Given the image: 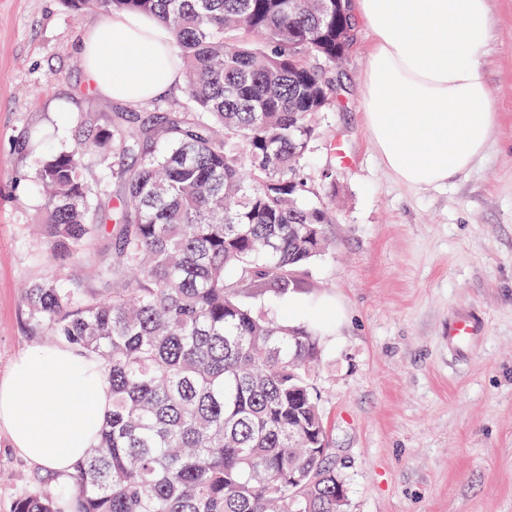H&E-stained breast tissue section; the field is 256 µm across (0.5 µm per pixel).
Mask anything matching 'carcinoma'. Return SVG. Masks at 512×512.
I'll use <instances>...</instances> for the list:
<instances>
[{
	"instance_id": "1",
	"label": "carcinoma",
	"mask_w": 512,
	"mask_h": 512,
	"mask_svg": "<svg viewBox=\"0 0 512 512\" xmlns=\"http://www.w3.org/2000/svg\"><path fill=\"white\" fill-rule=\"evenodd\" d=\"M65 2L154 15L191 111L114 112L37 162V242L56 269L92 263L100 290L52 272L23 305L32 328L94 355L112 413L75 472L23 487L13 512H346L309 377L327 332L261 299L312 295L328 247L333 214L303 171L316 117L336 111L353 14L344 0ZM88 148L139 163L92 184ZM109 225L112 251L98 254Z\"/></svg>"
}]
</instances>
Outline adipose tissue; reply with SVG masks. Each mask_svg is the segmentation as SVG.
I'll return each mask as SVG.
<instances>
[{
	"label": "adipose tissue",
	"instance_id": "1",
	"mask_svg": "<svg viewBox=\"0 0 512 512\" xmlns=\"http://www.w3.org/2000/svg\"><path fill=\"white\" fill-rule=\"evenodd\" d=\"M368 28L366 127L385 167L413 188L447 185L487 150L496 129L484 53L488 0H356ZM88 80L107 97L143 102L181 86L172 38L156 18L112 14L85 34ZM112 409L94 356L35 343L0 379V428L12 448L57 474L73 473Z\"/></svg>",
	"mask_w": 512,
	"mask_h": 512
}]
</instances>
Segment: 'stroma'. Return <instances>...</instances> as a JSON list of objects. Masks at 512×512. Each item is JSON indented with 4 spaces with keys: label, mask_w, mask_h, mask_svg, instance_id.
<instances>
[{
    "label": "stroma",
    "mask_w": 512,
    "mask_h": 512,
    "mask_svg": "<svg viewBox=\"0 0 512 512\" xmlns=\"http://www.w3.org/2000/svg\"><path fill=\"white\" fill-rule=\"evenodd\" d=\"M485 57L497 128L485 155L440 188L414 189L383 165L362 106L370 38L358 28L339 101L306 168L332 173L330 246L311 269L345 318L312 375L336 450L348 512H512V0H489ZM102 13L62 0H0V378L31 343L22 284L48 271L29 226L42 198L29 141L68 151L116 112H181L177 88L136 105L86 84L76 47ZM484 323L472 350L448 324ZM0 430V512L46 479Z\"/></svg>",
    "instance_id": "stroma-1"
}]
</instances>
